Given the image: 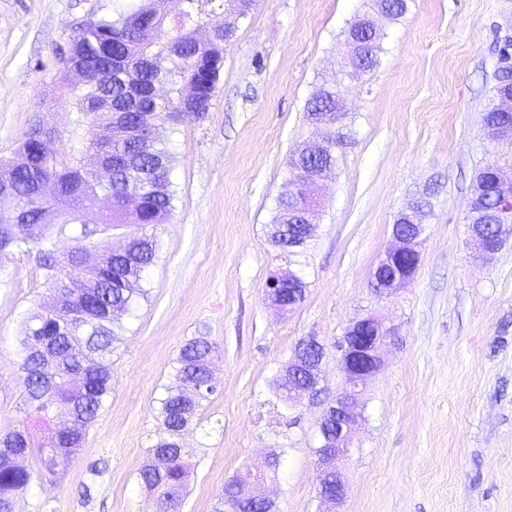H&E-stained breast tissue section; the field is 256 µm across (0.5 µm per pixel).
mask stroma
Segmentation results:
<instances>
[{"instance_id": "1", "label": "stroma", "mask_w": 512, "mask_h": 512, "mask_svg": "<svg viewBox=\"0 0 512 512\" xmlns=\"http://www.w3.org/2000/svg\"><path fill=\"white\" fill-rule=\"evenodd\" d=\"M116 2L0 0V164L41 107L59 132L51 149L68 151L75 114L57 51ZM365 3L255 0L238 20L210 112L168 134L174 209L155 230L148 294L124 321L112 393L78 457L42 473L15 512H156L137 476L179 351L202 333L219 347L217 392L182 437L194 467L180 512H212L225 481L273 457L262 491L276 512H512V225L503 248L477 262L464 222L475 174L496 159L482 117L512 0H413L399 21L376 17L380 64L349 81L342 33ZM325 82L344 86L350 138L323 181L313 239L287 259L271 222L289 153L334 134L306 119ZM429 183L438 192L419 269L379 294L372 273L394 217ZM288 271L307 288L282 312L266 282ZM51 302L37 252L0 257V432L23 418L25 318ZM366 316L387 335L379 370L359 388L346 495L334 505L318 495L317 426L343 386L336 346ZM309 336L325 347L319 392L289 408L277 381Z\"/></svg>"}]
</instances>
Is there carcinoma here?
Wrapping results in <instances>:
<instances>
[{
	"instance_id": "1",
	"label": "carcinoma",
	"mask_w": 512,
	"mask_h": 512,
	"mask_svg": "<svg viewBox=\"0 0 512 512\" xmlns=\"http://www.w3.org/2000/svg\"><path fill=\"white\" fill-rule=\"evenodd\" d=\"M183 12L173 22L165 0L120 8L103 17H91L70 40L73 62L88 58L112 66V84L102 86L94 78L75 81L66 78L63 92L76 101L78 123L86 127L76 149L60 158L38 149L30 153L31 163L22 170L0 168V182L9 180L16 192L0 195V246L6 251L37 250L45 282L51 286L68 272H76L81 257L96 253L105 266L95 277L73 281L61 292L67 304L65 314L53 322L45 311L26 317L25 335L20 341L18 369L22 377L23 413L44 423L58 412L72 419L71 435L58 437L48 429L37 442L27 423L0 434L7 447H0V512H12L16 497L39 478L34 471L18 467L16 451L36 450L42 460L52 459L67 466L83 445L87 428L94 422L112 393V353L123 320L131 315L137 301L146 295L142 288L146 270L153 265L158 241L147 227L164 223L174 205L171 172L173 156L166 147L167 131L190 113L182 108L186 100L214 98L224 62V44L235 30L224 23V0H181ZM410 0H379L377 7L387 18L398 20L409 10ZM360 43L363 72L380 64V36L365 28L350 26L343 42ZM512 94V83L494 74L492 102L483 114L484 126L511 123L512 113L499 109L500 98ZM307 118L315 122L339 114L345 118L341 91L318 86L306 106ZM112 125V146L121 147L122 170L112 184L97 181L86 169L88 160L106 144L100 131ZM347 125L339 124L333 149L313 152L309 145L294 150L289 167L303 174L314 167L332 170L336 147L349 138ZM279 197L274 223L289 225L295 253L305 248L312 235L296 227L303 197ZM112 196V207L100 214L98 223L84 222L87 210L104 196ZM138 226L126 248L115 253L103 247L98 236L109 231ZM68 230L73 242L64 258L54 249L53 234ZM216 346L206 336H195L181 348L174 367L173 382L160 399L161 428L148 459L139 472V483L157 498L161 512L177 509L188 477L189 464L180 437L194 421L203 402L217 386L213 372ZM243 475L224 484L213 512H273L267 499L243 504L237 498Z\"/></svg>"
}]
</instances>
